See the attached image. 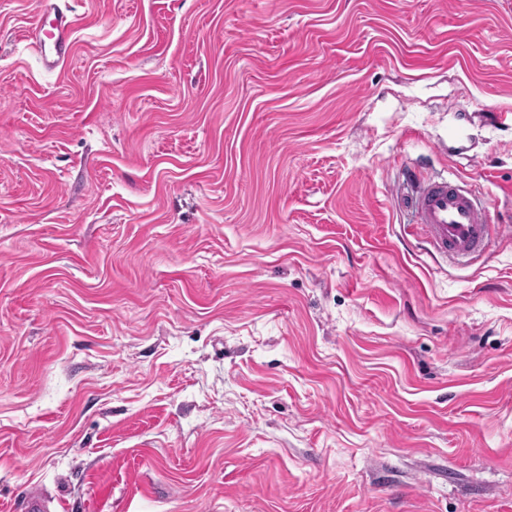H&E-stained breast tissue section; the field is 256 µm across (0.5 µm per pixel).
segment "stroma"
<instances>
[{
	"label": "stroma",
	"instance_id": "1",
	"mask_svg": "<svg viewBox=\"0 0 512 512\" xmlns=\"http://www.w3.org/2000/svg\"><path fill=\"white\" fill-rule=\"evenodd\" d=\"M62 2L47 72L0 0V512H512V0ZM410 202L416 224L437 253L455 259L488 248L491 220L472 186L447 178L429 180L415 187Z\"/></svg>",
	"mask_w": 512,
	"mask_h": 512
}]
</instances>
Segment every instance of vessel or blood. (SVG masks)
I'll return each instance as SVG.
<instances>
[{
    "mask_svg": "<svg viewBox=\"0 0 512 512\" xmlns=\"http://www.w3.org/2000/svg\"><path fill=\"white\" fill-rule=\"evenodd\" d=\"M75 16L63 12L55 0H41L37 19L25 32L39 52L45 68L63 64L72 51ZM410 202L429 244L455 259L486 250L492 236L488 212L471 186L440 178L417 185Z\"/></svg>",
    "mask_w": 512,
    "mask_h": 512,
    "instance_id": "vessel-or-blood-1",
    "label": "vessel or blood"
}]
</instances>
